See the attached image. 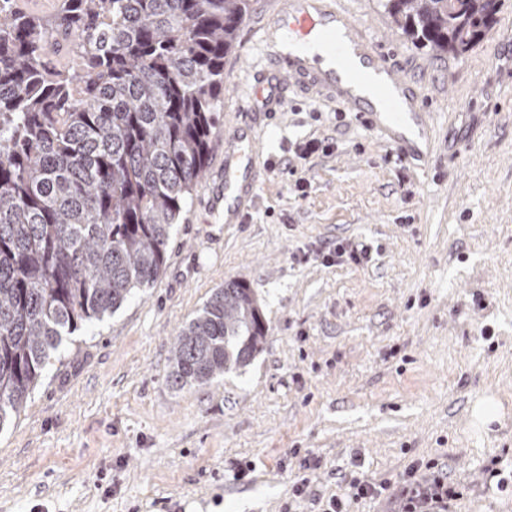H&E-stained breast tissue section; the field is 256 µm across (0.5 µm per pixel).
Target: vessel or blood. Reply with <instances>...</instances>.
I'll return each mask as SVG.
<instances>
[{"label":"vessel or blood","mask_w":512,"mask_h":512,"mask_svg":"<svg viewBox=\"0 0 512 512\" xmlns=\"http://www.w3.org/2000/svg\"><path fill=\"white\" fill-rule=\"evenodd\" d=\"M263 50L287 81L347 106L402 160L424 162L432 155L431 112L335 0H283L267 21ZM257 141L249 127L224 138L225 223H242L258 197L265 167Z\"/></svg>","instance_id":"obj_1"}]
</instances>
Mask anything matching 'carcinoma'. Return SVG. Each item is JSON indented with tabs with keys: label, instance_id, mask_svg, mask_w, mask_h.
Wrapping results in <instances>:
<instances>
[{
	"label": "carcinoma",
	"instance_id": "cac0c4a2",
	"mask_svg": "<svg viewBox=\"0 0 512 512\" xmlns=\"http://www.w3.org/2000/svg\"><path fill=\"white\" fill-rule=\"evenodd\" d=\"M254 0H0V431L81 325L152 285L203 176L224 58ZM489 0H383L417 46L463 56ZM253 292L229 280L181 331L175 390L261 349Z\"/></svg>",
	"mask_w": 512,
	"mask_h": 512
}]
</instances>
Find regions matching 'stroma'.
Instances as JSON below:
<instances>
[{"label":"stroma","instance_id":"stroma-1","mask_svg":"<svg viewBox=\"0 0 512 512\" xmlns=\"http://www.w3.org/2000/svg\"><path fill=\"white\" fill-rule=\"evenodd\" d=\"M280 2L256 0L224 61L206 171L163 272L83 326L0 432V512H318L353 470L395 485L431 459L469 490L456 512H512V493L483 477L491 458L512 463V0L460 57L418 48L379 0H338L433 114L423 171L343 105L295 87L273 115L241 112L255 80H276L260 42ZM247 123L267 167L246 222L228 224L212 209L224 137ZM312 137L329 153L295 158ZM341 240L378 252L324 264ZM231 279L260 306L261 349L171 389L177 336ZM487 398L499 415L474 425ZM297 448L320 461L302 498Z\"/></svg>","mask_w":512,"mask_h":512}]
</instances>
